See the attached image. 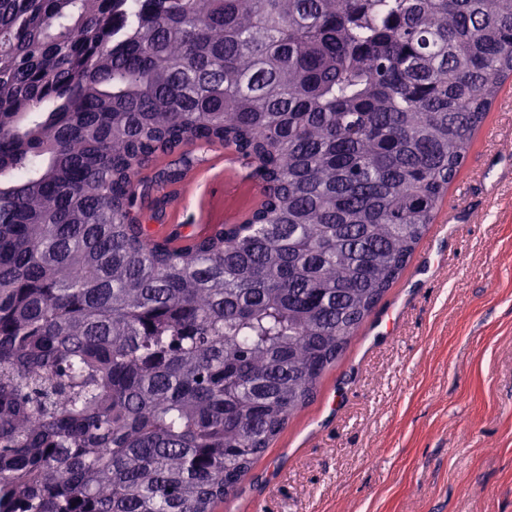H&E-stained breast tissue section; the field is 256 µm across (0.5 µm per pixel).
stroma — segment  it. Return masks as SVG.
<instances>
[{
    "mask_svg": "<svg viewBox=\"0 0 512 512\" xmlns=\"http://www.w3.org/2000/svg\"><path fill=\"white\" fill-rule=\"evenodd\" d=\"M231 152H195L162 235L259 199ZM405 272L217 512H512V80Z\"/></svg>",
    "mask_w": 512,
    "mask_h": 512,
    "instance_id": "stroma-1",
    "label": "stroma"
}]
</instances>
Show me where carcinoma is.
Returning a JSON list of instances; mask_svg holds the SVG:
<instances>
[{"label":"carcinoma","instance_id":"1","mask_svg":"<svg viewBox=\"0 0 512 512\" xmlns=\"http://www.w3.org/2000/svg\"><path fill=\"white\" fill-rule=\"evenodd\" d=\"M508 78L512 0H0V512H215ZM216 144L261 203L150 234Z\"/></svg>","mask_w":512,"mask_h":512}]
</instances>
